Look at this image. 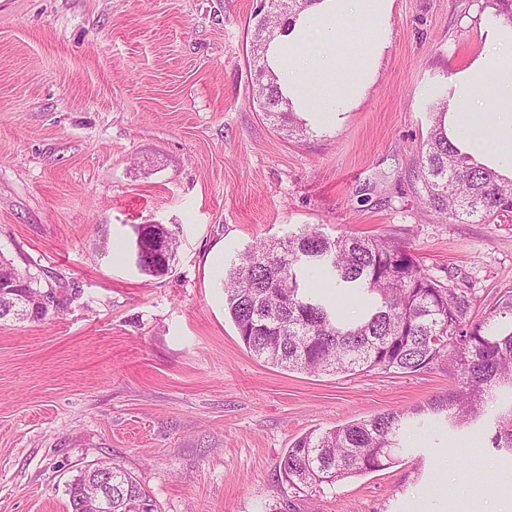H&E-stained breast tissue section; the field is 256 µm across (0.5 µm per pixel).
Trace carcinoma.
Returning <instances> with one entry per match:
<instances>
[{"label":"carcinoma","instance_id":"1","mask_svg":"<svg viewBox=\"0 0 512 512\" xmlns=\"http://www.w3.org/2000/svg\"><path fill=\"white\" fill-rule=\"evenodd\" d=\"M313 0H287L257 20L252 41L266 47L269 30ZM263 54L256 63V104L285 136L308 127L288 110ZM422 203L444 218L484 222L512 216V181L473 164L432 125L417 155ZM316 266L336 284L358 290L364 316L341 319L336 304L311 291L302 268ZM225 304L238 336L265 362L311 374L373 370L448 371V420L464 424L486 413L503 387L512 388V294L490 311L477 297L425 273L406 243L387 235H340L309 230L260 242L224 273ZM404 413L388 410L293 442L281 461L283 477L299 491L334 485L392 464ZM493 447L512 452V408L501 414ZM69 512H153L150 495L119 464L85 468L66 483Z\"/></svg>","mask_w":512,"mask_h":512}]
</instances>
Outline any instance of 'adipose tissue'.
I'll return each instance as SVG.
<instances>
[{
  "instance_id": "1",
  "label": "adipose tissue",
  "mask_w": 512,
  "mask_h": 512,
  "mask_svg": "<svg viewBox=\"0 0 512 512\" xmlns=\"http://www.w3.org/2000/svg\"><path fill=\"white\" fill-rule=\"evenodd\" d=\"M393 0H315L267 48V62L294 111L319 126L358 106L373 85L392 27ZM323 51L301 49L313 34ZM443 127L473 163L512 180V24L485 33V47L449 72Z\"/></svg>"
}]
</instances>
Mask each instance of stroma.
I'll use <instances>...</instances> for the list:
<instances>
[{"label": "stroma", "instance_id": "obj_1", "mask_svg": "<svg viewBox=\"0 0 512 512\" xmlns=\"http://www.w3.org/2000/svg\"><path fill=\"white\" fill-rule=\"evenodd\" d=\"M260 0H0V254L62 300L0 321V512H68L113 459L154 512H500L512 454L432 412L451 382L313 375L253 357L224 303L252 244L312 229L385 234L481 308L512 290V223L420 201L417 149L448 73L497 0H393L378 76L335 128L280 134L254 102ZM176 235L141 273L133 227ZM404 414L386 469L297 491L292 442Z\"/></svg>", "mask_w": 512, "mask_h": 512}]
</instances>
